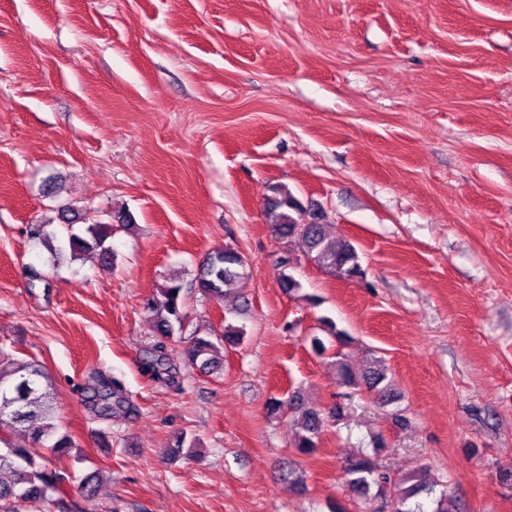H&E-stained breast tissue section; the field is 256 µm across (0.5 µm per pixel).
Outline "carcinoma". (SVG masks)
Returning <instances> with one entry per match:
<instances>
[{"label": "carcinoma", "mask_w": 512, "mask_h": 512, "mask_svg": "<svg viewBox=\"0 0 512 512\" xmlns=\"http://www.w3.org/2000/svg\"><path fill=\"white\" fill-rule=\"evenodd\" d=\"M273 196L268 199L266 214L275 235L280 239L299 237L303 240L305 257L340 279L363 278L365 272L360 264L356 247L343 238H330L325 225L300 224L296 214L301 206L285 185L272 188ZM133 224L131 215L118 210L113 213L108 224L91 223L86 225L84 235L70 233L68 244L71 256L78 258L94 253L101 263L112 260L111 250L105 246L112 236L114 227L127 228ZM298 264V258L284 252L278 259L279 278L288 291L300 288V283L290 274ZM245 258L241 252L227 245L212 251L193 288L206 299L221 300L229 288L242 276ZM147 308L157 316V333L167 339L174 338L184 327L183 285L171 279L157 289L147 302ZM242 330L227 325L224 331H212L204 336L191 337L185 348L187 364L206 374H213L224 367V344L233 345L239 340ZM342 384L352 390L365 385L376 390L380 404L388 401L385 370L374 363L359 372L345 363L341 352L333 354ZM120 384L103 382L91 389L90 402L101 416L112 410L111 399L119 391ZM0 419L7 418L13 427H23L34 421H41L30 435V442L15 444L0 439V512H19L25 504H52L59 512H67V505L61 497L64 475L50 467L51 459H60L72 448L69 435L59 433L57 417L48 391L47 376L43 367L34 360L19 359L0 351ZM273 412L297 410L302 413L299 431L295 434L294 448L306 455L317 448V440L325 421L331 418L340 421L344 417V407L339 404L328 411L306 408L298 392H292L287 399L274 398L269 402ZM384 449L379 441L373 453L361 452L347 459L343 465V476L347 485L357 493L363 503L359 512H380L373 508L377 499L392 498L394 512H424L417 497L426 492H434V481L428 471L420 469L417 475L396 479L383 470L378 456Z\"/></svg>", "instance_id": "obj_1"}]
</instances>
